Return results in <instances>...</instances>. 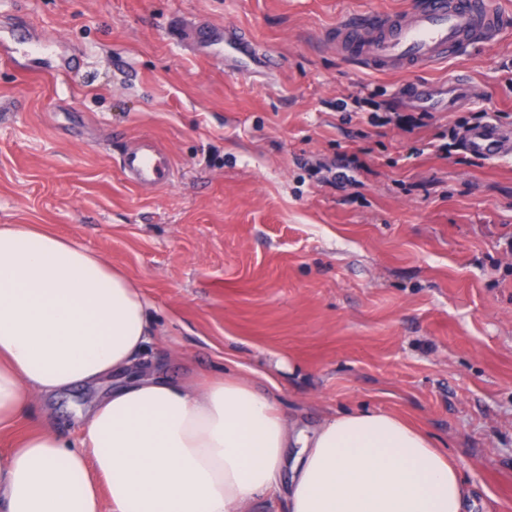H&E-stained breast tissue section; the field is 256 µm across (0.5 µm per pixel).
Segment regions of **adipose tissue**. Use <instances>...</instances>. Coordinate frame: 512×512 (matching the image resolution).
<instances>
[{
  "instance_id": "1",
  "label": "adipose tissue",
  "mask_w": 512,
  "mask_h": 512,
  "mask_svg": "<svg viewBox=\"0 0 512 512\" xmlns=\"http://www.w3.org/2000/svg\"><path fill=\"white\" fill-rule=\"evenodd\" d=\"M150 310L80 242L0 225V431L73 386L123 378L77 437L45 414L0 450V512H247L279 490L288 512H462L447 449L397 414L343 412L298 432L244 375L138 372L157 335Z\"/></svg>"
}]
</instances>
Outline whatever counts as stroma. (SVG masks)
<instances>
[{
	"label": "stroma",
	"instance_id": "stroma-1",
	"mask_svg": "<svg viewBox=\"0 0 512 512\" xmlns=\"http://www.w3.org/2000/svg\"><path fill=\"white\" fill-rule=\"evenodd\" d=\"M407 2L0 0V31L52 46L0 61V224L46 226L122 269L153 306L165 340L149 363L168 377L259 371L307 431L397 413L448 449L464 512H512V155L426 148L482 112L512 133V0L498 41L434 70L369 71L331 44L344 15ZM182 20L243 28L277 72L201 58ZM454 76L467 93L451 107ZM141 136L173 157L172 185L121 176ZM112 385L51 398L56 429L76 435Z\"/></svg>",
	"mask_w": 512,
	"mask_h": 512
}]
</instances>
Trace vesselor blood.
Instances as JSON below:
<instances>
[{
	"mask_svg": "<svg viewBox=\"0 0 512 512\" xmlns=\"http://www.w3.org/2000/svg\"><path fill=\"white\" fill-rule=\"evenodd\" d=\"M501 14L490 0H421L409 11H365L340 21L330 33L337 49L357 65L380 73L434 68L447 64L475 43L498 39ZM193 42L208 43L212 55L223 58L241 76H257L272 68L250 36L228 27L223 40L208 27L193 24ZM468 151L486 160L512 154V134L488 123L465 134ZM126 180L142 188L169 186L175 168L158 142L141 137L126 146L119 159Z\"/></svg>",
	"mask_w": 512,
	"mask_h": 512,
	"instance_id": "1",
	"label": "vessel or blood"
}]
</instances>
